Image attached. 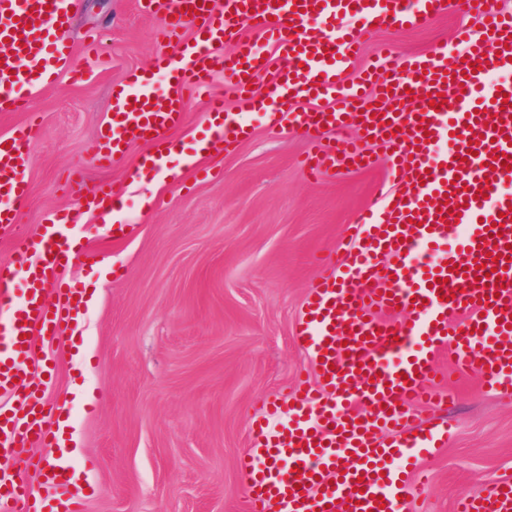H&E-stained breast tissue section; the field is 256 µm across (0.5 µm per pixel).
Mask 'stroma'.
<instances>
[{
    "mask_svg": "<svg viewBox=\"0 0 512 512\" xmlns=\"http://www.w3.org/2000/svg\"><path fill=\"white\" fill-rule=\"evenodd\" d=\"M478 21L463 5L420 28L379 30L350 76L387 49L426 55ZM160 26L141 0H76L65 44L83 53L91 32L100 43L85 61L86 80L59 76L33 91L30 113L0 112V137L29 117L39 124L18 223L32 229L47 212L71 206L69 171L123 188L122 241L95 218L79 224L81 247L101 249L100 263L110 268L105 280L90 264L71 270V280L96 296L78 333L85 355L47 350L31 380H49L51 399L77 431L72 465L86 489L83 512H251L237 461L263 407L314 375L294 340L296 322L323 258L378 197L384 150L372 144V169L310 179L306 138L269 131L262 111L244 112L218 77L225 110L244 112L249 126L233 150L198 156L207 107L194 97L169 133L166 171L129 183L149 151L143 144L99 167L95 139L111 116L112 90L131 73L151 71ZM175 168L180 176L169 178ZM439 365L438 384L456 397L453 434L422 461L430 483L415 512H455L460 493L512 474V397L485 390L477 372L453 369L447 356ZM82 392L90 402L79 400Z\"/></svg>",
    "mask_w": 512,
    "mask_h": 512,
    "instance_id": "35a3bbf8",
    "label": "stroma"
}]
</instances>
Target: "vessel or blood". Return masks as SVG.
Returning <instances> with one entry per match:
<instances>
[{
    "label": "vessel or blood",
    "instance_id": "obj_1",
    "mask_svg": "<svg viewBox=\"0 0 512 512\" xmlns=\"http://www.w3.org/2000/svg\"><path fill=\"white\" fill-rule=\"evenodd\" d=\"M481 29L461 30L459 45L426 57L382 54L388 73L380 107L368 109L364 83L345 71L374 28H419L456 8V0H146L162 15L169 48L155 68L167 78L155 96L151 78L130 75L113 96L101 127L100 166L135 144L156 145L182 118L189 96L210 95L207 142L230 149L245 135L242 114L212 94L216 75L247 103L248 88L270 66L266 47L285 60L265 106L267 123L301 130L304 160L315 179L375 165L368 140L385 146L398 180L377 208L361 210L339 259L314 283L295 338L309 354L316 381L270 402L254 421L239 460L253 512H414L423 489L418 466L447 440L445 392L437 388L440 352L477 370L490 391L512 394V16L487 0ZM70 0H0V112H24L30 89L61 73H84L58 34L70 24ZM263 43L242 40L245 26ZM197 28L194 41L181 31ZM238 41L235 56L215 44ZM445 101L432 107L430 97ZM356 127L355 140H325ZM36 124L0 139V231L18 245L0 265V458L55 436L52 402L33 387L29 366L42 342L66 347L87 309V294L66 275L74 262L94 263L98 250H75L78 215L112 208L114 188L73 186L72 208L48 212L36 229L17 223L29 199L26 171ZM501 223L493 235V223ZM495 264V275L485 267ZM63 512H82L80 488L63 470L48 474ZM14 471L0 470V512H33L22 504ZM456 512H512V475L479 496L458 498Z\"/></svg>",
    "mask_w": 512,
    "mask_h": 512
}]
</instances>
